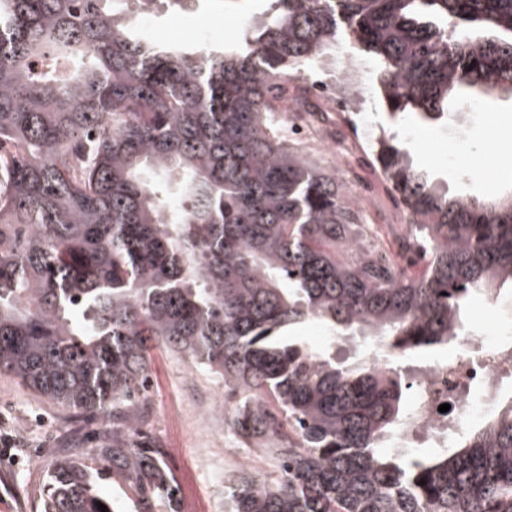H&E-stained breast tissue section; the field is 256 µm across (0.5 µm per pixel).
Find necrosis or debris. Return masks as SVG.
Wrapping results in <instances>:
<instances>
[{
  "label": "necrosis or debris",
  "mask_w": 512,
  "mask_h": 512,
  "mask_svg": "<svg viewBox=\"0 0 512 512\" xmlns=\"http://www.w3.org/2000/svg\"><path fill=\"white\" fill-rule=\"evenodd\" d=\"M309 82L342 117L359 111L364 102L357 72L342 68L336 73L309 70ZM512 380V335L494 327L480 335L460 337L455 354L417 366L411 380L419 394L415 406L397 430L400 448H444L450 432L467 427L497 405L506 380ZM480 396H473V389ZM448 412H440L441 404Z\"/></svg>",
  "instance_id": "1"
}]
</instances>
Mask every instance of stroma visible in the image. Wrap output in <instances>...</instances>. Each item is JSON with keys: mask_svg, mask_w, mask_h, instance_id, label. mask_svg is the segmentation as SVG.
<instances>
[{"mask_svg": "<svg viewBox=\"0 0 512 512\" xmlns=\"http://www.w3.org/2000/svg\"><path fill=\"white\" fill-rule=\"evenodd\" d=\"M266 0H241L236 10L225 11L220 0L196 11L163 12L148 26L157 42L203 41L234 43L251 16L263 13ZM463 127L456 125L402 127L412 141L418 164L456 183L459 173L472 174L475 195L512 188V100L479 99L467 108ZM300 147L321 167L334 172L344 189L366 186L371 190L361 220L384 224L392 212L387 185L373 159L360 158L347 169L337 168L325 148L301 142ZM151 418L148 433L163 448L165 461L179 487V512H224L231 473V456L254 458L259 471L272 472L276 461L245 444L223 421L219 431L208 433L191 425L199 396H209L222 410L230 401L224 383L182 355L158 348L152 352L150 374ZM94 420L63 411L0 375V434L23 442L18 461L0 460V512H40L48 466L95 431Z\"/></svg>", "mask_w": 512, "mask_h": 512, "instance_id": "1", "label": "stroma"}]
</instances>
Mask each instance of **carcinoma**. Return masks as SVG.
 I'll return each mask as SVG.
<instances>
[{
    "label": "carcinoma",
    "mask_w": 512,
    "mask_h": 512,
    "mask_svg": "<svg viewBox=\"0 0 512 512\" xmlns=\"http://www.w3.org/2000/svg\"><path fill=\"white\" fill-rule=\"evenodd\" d=\"M238 43L160 45L142 24L195 0H0V373L98 441L51 462L43 512H178L146 434L151 351L224 380L242 469L230 512H512V397L446 448H396L408 370L512 298V193L442 187L391 130L375 166L413 219L422 274L352 234L357 204L275 127L288 81L341 41L374 62L392 126L512 98V0H269ZM330 333L312 348L307 321ZM360 336L383 360H336ZM98 488L101 493L113 500L119 512L134 511V505L128 497V495L132 496V494L122 484L112 482V479L108 477H103L99 481Z\"/></svg>",
    "instance_id": "obj_1"
}]
</instances>
